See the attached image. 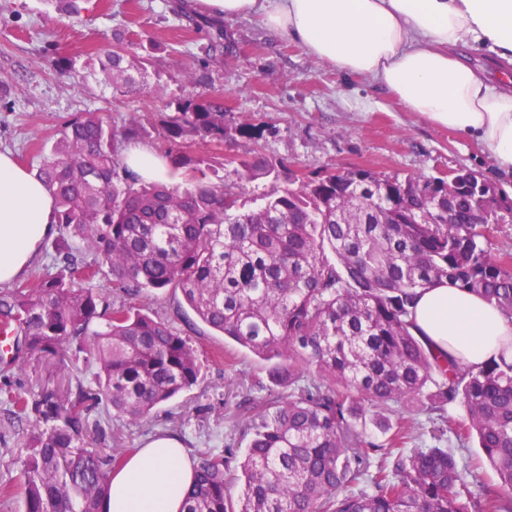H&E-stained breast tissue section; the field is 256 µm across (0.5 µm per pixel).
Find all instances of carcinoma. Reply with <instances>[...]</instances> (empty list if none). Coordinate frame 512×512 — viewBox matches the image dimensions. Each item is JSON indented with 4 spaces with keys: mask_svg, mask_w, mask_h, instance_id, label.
Returning <instances> with one entry per match:
<instances>
[{
    "mask_svg": "<svg viewBox=\"0 0 512 512\" xmlns=\"http://www.w3.org/2000/svg\"><path fill=\"white\" fill-rule=\"evenodd\" d=\"M88 0H57L70 17ZM134 62L116 41L100 60L113 93L132 92ZM120 131L95 112L70 120L36 176L56 202L58 272L0 288V326L13 331L5 367L94 337V384L49 385L33 402L10 398L39 422L22 461L24 512H101L110 469L130 452L104 456L90 441L105 431L92 409L138 424L196 385L189 336L136 306L157 290L180 291L207 326L271 363L268 381L288 389L248 397L234 419L246 426L234 449H194V480L183 512H512V355L475 368L440 358L413 332L417 294L444 280L477 295L512 322V254L489 248L495 215L486 194L448 188L442 177L379 178L356 169L303 176L263 154L237 156L232 184H212L204 161L185 149L257 141L253 123L228 127L224 102L192 95L166 116L172 173L195 182L180 191L144 182L118 155ZM284 180L271 193L243 186ZM106 267L119 300L88 287ZM414 404L444 419L459 404L462 449L474 441L496 474L474 484L454 451L413 444L415 423L393 406ZM374 426L389 437L370 440ZM241 487L238 498L229 492Z\"/></svg>",
    "mask_w": 512,
    "mask_h": 512,
    "instance_id": "obj_1",
    "label": "carcinoma"
}]
</instances>
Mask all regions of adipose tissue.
Wrapping results in <instances>:
<instances>
[{"mask_svg":"<svg viewBox=\"0 0 512 512\" xmlns=\"http://www.w3.org/2000/svg\"><path fill=\"white\" fill-rule=\"evenodd\" d=\"M203 11L257 20L326 66L390 91L405 111L470 135L512 170V75L461 62L462 46L512 64V0H196ZM55 199L12 154L0 152V284L37 259L55 222ZM415 333L445 357L484 363L512 341V322L480 297L442 282L420 292ZM193 461L173 433L159 434L110 475L102 512H181Z\"/></svg>","mask_w":512,"mask_h":512,"instance_id":"obj_1","label":"adipose tissue"}]
</instances>
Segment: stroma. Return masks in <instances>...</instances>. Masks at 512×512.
Here are the masks:
<instances>
[{
	"label": "stroma",
	"mask_w": 512,
	"mask_h": 512,
	"mask_svg": "<svg viewBox=\"0 0 512 512\" xmlns=\"http://www.w3.org/2000/svg\"><path fill=\"white\" fill-rule=\"evenodd\" d=\"M176 2L90 0L81 17L70 18L53 0H0V151L37 171L64 124L99 112L117 127L139 119V141L161 152L167 145L162 118L171 102L212 93L224 99L228 126L250 122L265 129L259 141H238L235 154L261 152L310 175L363 168L380 177H442L469 169L512 200V172L498 170L473 137L431 126L381 86L336 72L256 20L218 21L204 14L192 21L174 15ZM219 26L233 52L205 57L202 48ZM116 34L147 68L140 89L125 96L88 73ZM59 56L69 59L70 68L55 66ZM187 71L205 75V84L184 83ZM180 300L166 289L139 305L188 330L201 365L197 384L157 409L148 423L117 429L106 419L102 426L118 432L123 448H142L155 434L171 431L191 449L217 437L244 450L243 431L231 428L229 416L237 402L258 396L254 382L264 379L265 364L199 320L176 317ZM94 370L85 354L72 349L0 370V399L9 392L33 399L64 374L75 371L88 380ZM34 426V418L10 417L0 407V483L19 480Z\"/></svg>",
	"instance_id": "stroma-1"
}]
</instances>
